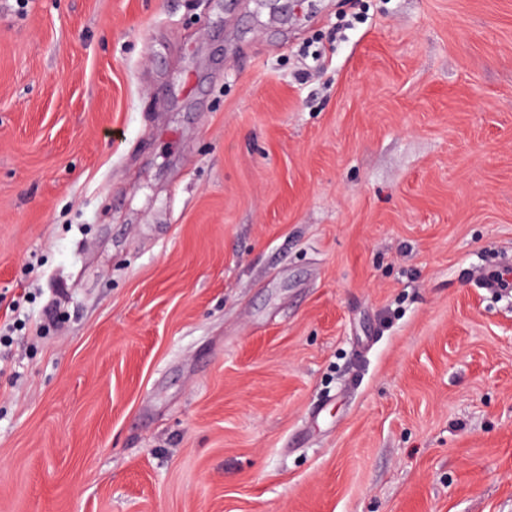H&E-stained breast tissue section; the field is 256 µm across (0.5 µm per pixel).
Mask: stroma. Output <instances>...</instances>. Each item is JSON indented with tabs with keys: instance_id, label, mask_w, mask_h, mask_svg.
<instances>
[{
	"instance_id": "obj_1",
	"label": "stroma",
	"mask_w": 512,
	"mask_h": 512,
	"mask_svg": "<svg viewBox=\"0 0 512 512\" xmlns=\"http://www.w3.org/2000/svg\"><path fill=\"white\" fill-rule=\"evenodd\" d=\"M5 324L0 512H512V0H0Z\"/></svg>"
}]
</instances>
